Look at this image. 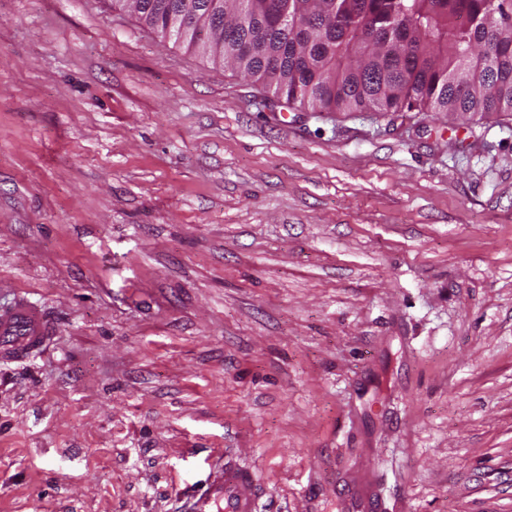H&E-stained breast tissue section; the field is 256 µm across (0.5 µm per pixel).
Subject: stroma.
I'll return each instance as SVG.
<instances>
[{"instance_id": "35a3bbf8", "label": "stroma", "mask_w": 512, "mask_h": 512, "mask_svg": "<svg viewBox=\"0 0 512 512\" xmlns=\"http://www.w3.org/2000/svg\"><path fill=\"white\" fill-rule=\"evenodd\" d=\"M111 0H0V512H512V113L268 108ZM51 325L42 309L21 297L12 307L0 310V357L22 359L49 339ZM255 474L224 456L219 476L178 496L184 512H255L260 497Z\"/></svg>"}]
</instances>
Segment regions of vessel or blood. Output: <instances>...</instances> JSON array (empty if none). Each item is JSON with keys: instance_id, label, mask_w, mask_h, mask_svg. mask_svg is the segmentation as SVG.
Returning a JSON list of instances; mask_svg holds the SVG:
<instances>
[{"instance_id": "vessel-or-blood-1", "label": "vessel or blood", "mask_w": 512, "mask_h": 512, "mask_svg": "<svg viewBox=\"0 0 512 512\" xmlns=\"http://www.w3.org/2000/svg\"><path fill=\"white\" fill-rule=\"evenodd\" d=\"M51 325L42 309L27 298L0 310V357L22 359L49 339ZM260 485L254 473L225 460L218 476L199 488L182 490L183 512H256Z\"/></svg>"}]
</instances>
